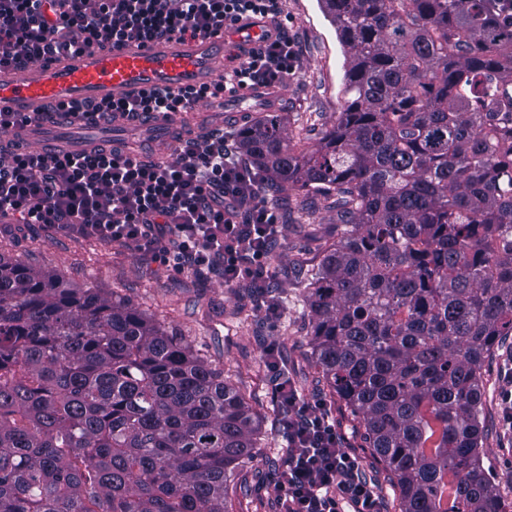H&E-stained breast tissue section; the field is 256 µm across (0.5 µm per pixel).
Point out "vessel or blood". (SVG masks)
<instances>
[{
    "instance_id": "1",
    "label": "vessel or blood",
    "mask_w": 512,
    "mask_h": 512,
    "mask_svg": "<svg viewBox=\"0 0 512 512\" xmlns=\"http://www.w3.org/2000/svg\"><path fill=\"white\" fill-rule=\"evenodd\" d=\"M267 22H243L235 50L260 45ZM224 59V38L161 40L142 47L93 49L57 62L29 64L0 74V112H36L43 106L80 102L86 109L106 99L133 97L158 87L205 83Z\"/></svg>"
}]
</instances>
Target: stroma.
Segmentation results:
<instances>
[{"mask_svg":"<svg viewBox=\"0 0 512 512\" xmlns=\"http://www.w3.org/2000/svg\"><path fill=\"white\" fill-rule=\"evenodd\" d=\"M280 20L300 51L299 67L271 99L226 96L220 112H188L182 130L205 135L216 129L237 134L269 117L289 132H301L314 146L330 129L345 104L343 93L347 52L320 0H281ZM64 146L88 139L136 154L162 156L148 128L141 125H65ZM282 237L270 250L273 277L262 297L248 289L226 287L222 278L193 270L166 269L132 244L68 236L41 224L0 221V255L55 271L71 284L97 289L124 300L160 322L191 345L201 357L222 369L224 377L245 395L259 423L256 446L234 471L228 486L230 512H280L271 486L287 452L288 441L276 411L274 385L266 366V348L276 345L307 403H319L336 425L342 446L361 460V476L376 492L381 512H400L390 476L374 457L358 419L335 395L317 366L309 344L311 325L300 301L306 286L301 270L319 262L335 238L332 215L319 195L293 190L273 196ZM279 307L268 318L266 304ZM512 368V335L487 356L482 376V462L493 474L503 499L512 503V435L502 430L500 390L504 370Z\"/></svg>","mask_w":512,"mask_h":512,"instance_id":"1","label":"stroma"}]
</instances>
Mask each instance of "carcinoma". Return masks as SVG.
Instances as JSON below:
<instances>
[{
    "instance_id": "cac0c4a2",
    "label": "carcinoma",
    "mask_w": 512,
    "mask_h": 512,
    "mask_svg": "<svg viewBox=\"0 0 512 512\" xmlns=\"http://www.w3.org/2000/svg\"><path fill=\"white\" fill-rule=\"evenodd\" d=\"M347 48L313 148L239 138L263 190L313 191L314 355L400 512H512L480 464L485 358L512 335V10L320 0ZM258 421L224 372L130 304L0 256V512H229Z\"/></svg>"
}]
</instances>
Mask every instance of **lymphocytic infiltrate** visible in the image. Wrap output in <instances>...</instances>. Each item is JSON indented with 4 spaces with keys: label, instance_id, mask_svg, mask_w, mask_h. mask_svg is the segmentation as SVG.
<instances>
[{
    "label": "lymphocytic infiltrate",
    "instance_id": "1",
    "mask_svg": "<svg viewBox=\"0 0 512 512\" xmlns=\"http://www.w3.org/2000/svg\"><path fill=\"white\" fill-rule=\"evenodd\" d=\"M280 0H0V70L27 62L178 36L209 37L246 19L275 20ZM299 51L283 25L247 51L221 82L158 88L95 106L98 121L169 119L200 100L295 74ZM260 169L238 143L187 141L171 159L145 161L111 145L32 152L14 145L0 161V218L45 224L64 234L132 243L166 268L217 273L225 286L265 288L270 246L283 227L262 196ZM288 455L275 489L287 512H379L360 461L341 446L334 423L297 390L274 383Z\"/></svg>",
    "mask_w": 512,
    "mask_h": 512
}]
</instances>
